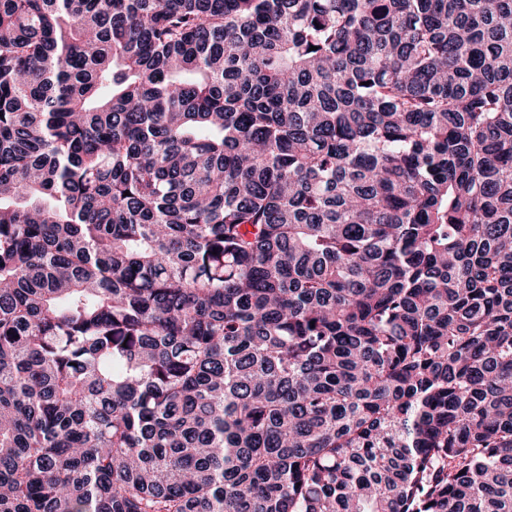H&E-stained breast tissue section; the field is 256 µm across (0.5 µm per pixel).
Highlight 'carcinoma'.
Here are the masks:
<instances>
[{
    "label": "carcinoma",
    "mask_w": 512,
    "mask_h": 512,
    "mask_svg": "<svg viewBox=\"0 0 512 512\" xmlns=\"http://www.w3.org/2000/svg\"><path fill=\"white\" fill-rule=\"evenodd\" d=\"M0 512H512V0H0Z\"/></svg>",
    "instance_id": "obj_1"
}]
</instances>
